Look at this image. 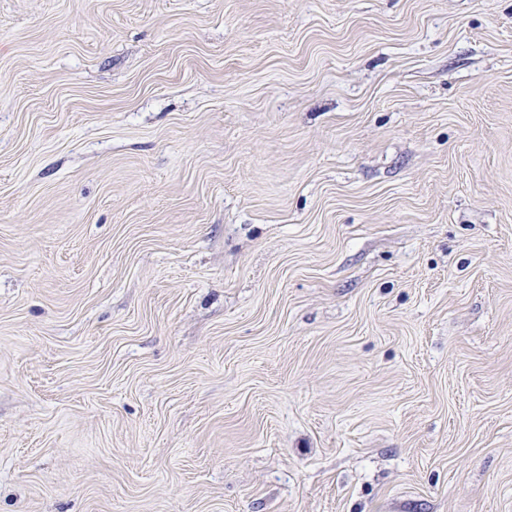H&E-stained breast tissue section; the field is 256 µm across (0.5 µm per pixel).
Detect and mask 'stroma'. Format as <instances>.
<instances>
[{"mask_svg": "<svg viewBox=\"0 0 512 512\" xmlns=\"http://www.w3.org/2000/svg\"><path fill=\"white\" fill-rule=\"evenodd\" d=\"M0 512H512V0H0Z\"/></svg>", "mask_w": 512, "mask_h": 512, "instance_id": "35a3bbf8", "label": "stroma"}]
</instances>
